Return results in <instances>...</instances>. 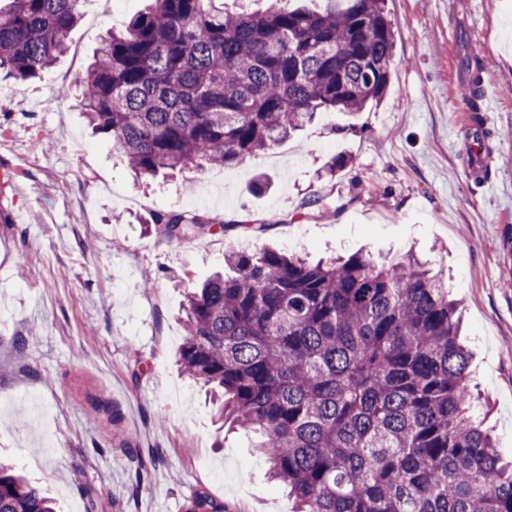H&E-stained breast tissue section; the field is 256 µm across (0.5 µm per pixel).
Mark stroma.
Listing matches in <instances>:
<instances>
[{
	"label": "stroma",
	"mask_w": 512,
	"mask_h": 512,
	"mask_svg": "<svg viewBox=\"0 0 512 512\" xmlns=\"http://www.w3.org/2000/svg\"><path fill=\"white\" fill-rule=\"evenodd\" d=\"M148 3L88 0L40 79L0 75L11 96L0 111V458L57 512H183L198 493L234 512H295L254 435L222 426L176 363L188 292L229 251L271 248L315 262L428 260L461 303L470 388L512 461V0H387L395 50L380 102L318 113L241 164L141 184L60 89ZM474 70L494 101L487 196L463 173L473 130L451 123ZM339 157L346 166L328 174ZM161 210L266 228L168 241L149 226Z\"/></svg>",
	"instance_id": "35a3bbf8"
}]
</instances>
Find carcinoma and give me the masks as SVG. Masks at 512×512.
<instances>
[{
  "label": "carcinoma",
  "instance_id": "carcinoma-1",
  "mask_svg": "<svg viewBox=\"0 0 512 512\" xmlns=\"http://www.w3.org/2000/svg\"><path fill=\"white\" fill-rule=\"evenodd\" d=\"M86 0L0 7V71L26 82L66 52ZM386 0H151L105 39L77 80L92 130L139 176L232 167L276 147L317 112H360L389 88ZM168 240L224 221L161 211ZM226 274L187 295L177 362L219 417L258 432L297 512H512V462L476 420L458 305L412 255L315 265L232 251ZM0 512H55L0 463ZM185 512H232L198 494Z\"/></svg>",
  "mask_w": 512,
  "mask_h": 512
}]
</instances>
